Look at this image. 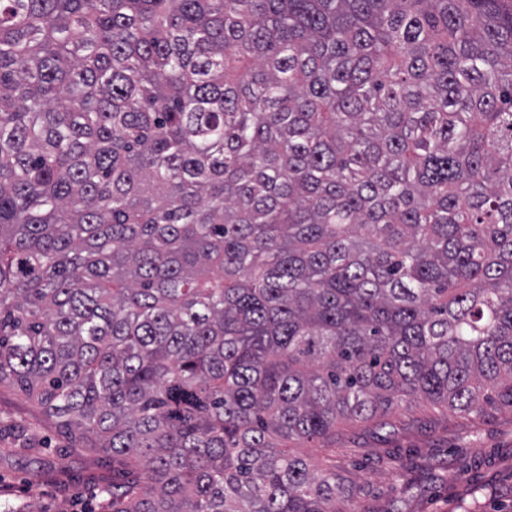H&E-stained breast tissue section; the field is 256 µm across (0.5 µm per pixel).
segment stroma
Instances as JSON below:
<instances>
[{
  "mask_svg": "<svg viewBox=\"0 0 512 512\" xmlns=\"http://www.w3.org/2000/svg\"><path fill=\"white\" fill-rule=\"evenodd\" d=\"M336 471L347 512H512V406L470 412L399 403L386 420L341 423ZM112 459L73 448L20 391L0 388V498L23 512H98Z\"/></svg>",
  "mask_w": 512,
  "mask_h": 512,
  "instance_id": "obj_1",
  "label": "stroma"
}]
</instances>
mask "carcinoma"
I'll return each mask as SVG.
<instances>
[{"label": "carcinoma", "instance_id": "obj_1", "mask_svg": "<svg viewBox=\"0 0 512 512\" xmlns=\"http://www.w3.org/2000/svg\"><path fill=\"white\" fill-rule=\"evenodd\" d=\"M0 387L102 512H343L288 443L512 403V0H0Z\"/></svg>", "mask_w": 512, "mask_h": 512}]
</instances>
